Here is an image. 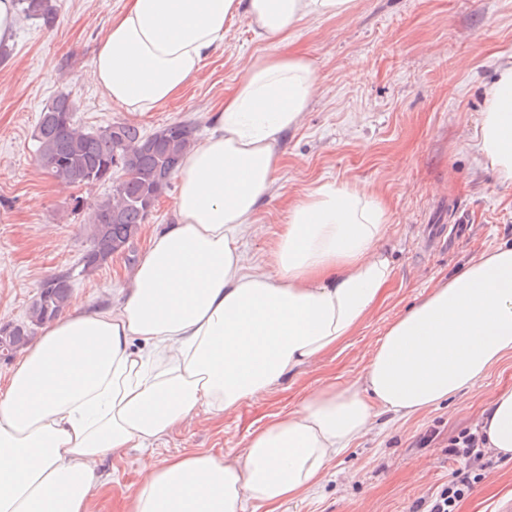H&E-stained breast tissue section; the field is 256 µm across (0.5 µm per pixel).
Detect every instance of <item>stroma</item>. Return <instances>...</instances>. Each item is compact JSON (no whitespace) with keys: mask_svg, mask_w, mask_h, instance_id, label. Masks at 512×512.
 Here are the masks:
<instances>
[{"mask_svg":"<svg viewBox=\"0 0 512 512\" xmlns=\"http://www.w3.org/2000/svg\"><path fill=\"white\" fill-rule=\"evenodd\" d=\"M52 3L54 26L18 18L0 59V83L10 88L0 98V326L25 323L42 282L66 272L74 276L72 299L109 302L123 288L131 261L174 218L172 188L128 254L82 272L93 206L112 187L59 184L37 165L34 134L41 111L61 94L73 101L74 118L85 129L128 121L90 80L98 34L125 0ZM268 52L306 54L320 93L284 139L279 190L256 215L264 233L251 243V255L262 258L281 228L288 199L314 182L366 183L390 205L383 245L394 268L391 296L320 369H301L265 402L243 404L221 421L200 414L158 441L152 456L127 448L106 460L96 512H120L146 461L195 450L236 455L250 431L292 408L317 379L355 380L395 316L441 277L512 244V186L481 164L473 140L484 91L502 59L512 56V0H358L352 13L302 24L279 43L258 38L245 20L235 19L197 78L173 101L137 119V126L149 134L192 120L208 134L210 116L223 105L244 61ZM443 224L465 225L455 246L436 241ZM506 389H512V355L451 402L406 421L381 416L375 432L331 463L317 494L283 512H412L456 467L445 452L449 437L477 425ZM483 462L484 477L458 512H496L501 500L512 499V460L488 450Z\"/></svg>","mask_w":512,"mask_h":512,"instance_id":"1","label":"stroma"}]
</instances>
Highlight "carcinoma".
<instances>
[{"label":"carcinoma","instance_id":"cac0c4a2","mask_svg":"<svg viewBox=\"0 0 512 512\" xmlns=\"http://www.w3.org/2000/svg\"><path fill=\"white\" fill-rule=\"evenodd\" d=\"M16 9L44 27L53 25L57 17L51 0H16ZM73 110L68 96H58L41 112L35 141L38 165L56 179L75 187L112 184V195L100 199L91 215L92 246L82 257L85 272L130 247L171 187L180 159L196 141L198 127L190 121L173 122L146 135L135 125L114 122L91 131L74 123ZM72 286L69 273L45 280L31 305L29 323L21 330H0V336H11L14 351L22 349L34 327L63 312Z\"/></svg>","mask_w":512,"mask_h":512}]
</instances>
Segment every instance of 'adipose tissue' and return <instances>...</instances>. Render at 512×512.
<instances>
[{"instance_id":"1","label":"adipose tissue","mask_w":512,"mask_h":512,"mask_svg":"<svg viewBox=\"0 0 512 512\" xmlns=\"http://www.w3.org/2000/svg\"><path fill=\"white\" fill-rule=\"evenodd\" d=\"M356 0H127L97 41L91 78L129 116L175 98L247 21L276 41ZM319 91L301 54L248 57L212 116L214 131L175 174V221L159 230L106 305L71 303L0 387V512H92L98 465L155 444L200 414L221 419L319 366L387 300L386 200L357 181H323L292 200L262 260L248 246L272 195L279 146ZM482 160L512 185V58L485 93ZM512 354V246L482 253L397 316L362 376L315 381L255 428L239 454L208 450L145 464L123 512H282L317 493L329 465L379 416L409 419L468 390ZM481 432L512 459V390Z\"/></svg>"}]
</instances>
